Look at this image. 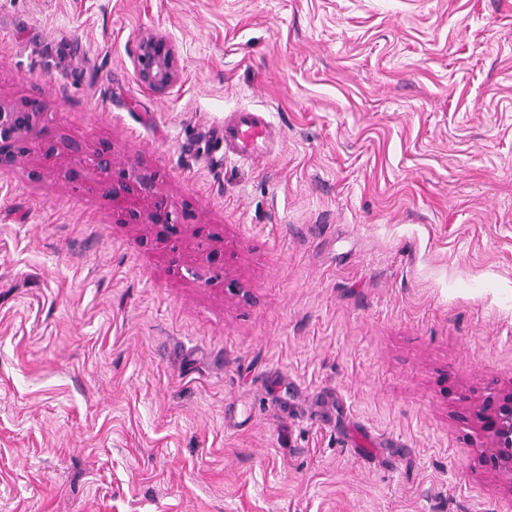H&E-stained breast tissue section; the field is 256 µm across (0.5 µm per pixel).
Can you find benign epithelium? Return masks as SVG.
Wrapping results in <instances>:
<instances>
[{"mask_svg":"<svg viewBox=\"0 0 512 512\" xmlns=\"http://www.w3.org/2000/svg\"><path fill=\"white\" fill-rule=\"evenodd\" d=\"M138 80L160 96L178 79L176 52L163 35L143 37L134 54ZM39 108L35 105H5L0 102V164L10 158L7 148L36 130ZM490 437L487 458L500 473L512 477V392L488 404L481 415Z\"/></svg>","mask_w":512,"mask_h":512,"instance_id":"obj_1","label":"benign epithelium"}]
</instances>
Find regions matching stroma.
Wrapping results in <instances>:
<instances>
[{"mask_svg": "<svg viewBox=\"0 0 512 512\" xmlns=\"http://www.w3.org/2000/svg\"><path fill=\"white\" fill-rule=\"evenodd\" d=\"M0 102V512H512V0H0ZM134 70L138 80L159 96L166 95L178 79L176 52L163 35L143 37L134 54ZM39 114L36 105H4L0 102V164L10 158L7 148L35 132ZM271 136L272 128L262 114L237 112L224 122V153L252 161L264 153ZM490 437L487 458L500 473L512 479V391L489 403L481 415Z\"/></svg>", "mask_w": 512, "mask_h": 512, "instance_id": "35a3bbf8", "label": "stroma"}]
</instances>
